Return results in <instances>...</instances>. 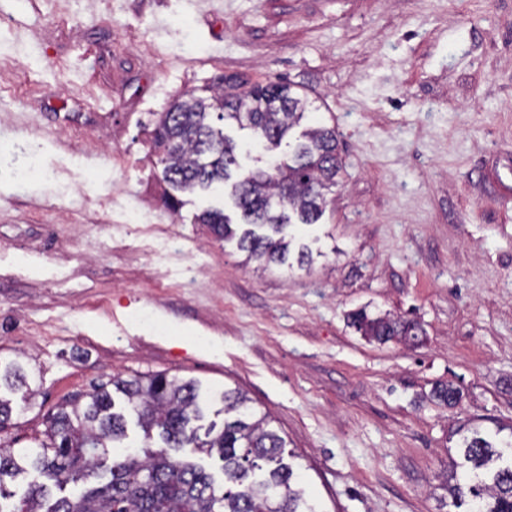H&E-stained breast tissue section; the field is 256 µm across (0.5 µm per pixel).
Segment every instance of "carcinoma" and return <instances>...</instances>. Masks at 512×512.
I'll list each match as a JSON object with an SVG mask.
<instances>
[{
	"mask_svg": "<svg viewBox=\"0 0 512 512\" xmlns=\"http://www.w3.org/2000/svg\"><path fill=\"white\" fill-rule=\"evenodd\" d=\"M311 107L296 85L281 81L243 90L227 78L210 96H176L153 131L161 178L171 190L169 206H181L178 193L228 186L244 227H232L221 208L203 210L195 222L221 239L236 240L239 250L267 268L288 264V228L321 220L326 192L342 170L336 130L320 123L295 137L288 158L280 155L283 141ZM226 124L251 132L268 157L267 167H241L240 146L224 135ZM350 324L381 344L416 343L423 334L416 321L371 317L363 310L350 315ZM7 392H20L25 401L34 395L16 362L0 364V431L17 413ZM435 397L451 408L460 391L442 384ZM128 409L142 432L137 442L129 440ZM270 422L236 388L204 394L193 379L116 378L110 389L100 384L61 404L38 447L16 450L0 443V512H320L297 487L287 442ZM506 429L512 432V425H499L492 435L469 428L462 437L448 492L459 501L470 497L473 512H512V436L499 437ZM195 453L220 458L224 485L187 458ZM32 471L58 488L101 472L110 478L77 499L54 501L51 488L35 481L15 498L9 484Z\"/></svg>",
	"mask_w": 512,
	"mask_h": 512,
	"instance_id": "1",
	"label": "carcinoma"
}]
</instances>
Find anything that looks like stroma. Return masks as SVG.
Here are the masks:
<instances>
[{"instance_id":"obj_1","label":"stroma","mask_w":512,"mask_h":512,"mask_svg":"<svg viewBox=\"0 0 512 512\" xmlns=\"http://www.w3.org/2000/svg\"><path fill=\"white\" fill-rule=\"evenodd\" d=\"M223 77L338 133L311 269L195 223L222 192L162 202L156 115ZM0 357L37 390L12 447L113 378H192L270 412L321 512H459L454 429L512 424V0H0ZM350 324L363 336L381 344L392 340L416 343L423 335V329L416 321L395 319L388 315L370 317L364 310L352 313Z\"/></svg>"}]
</instances>
